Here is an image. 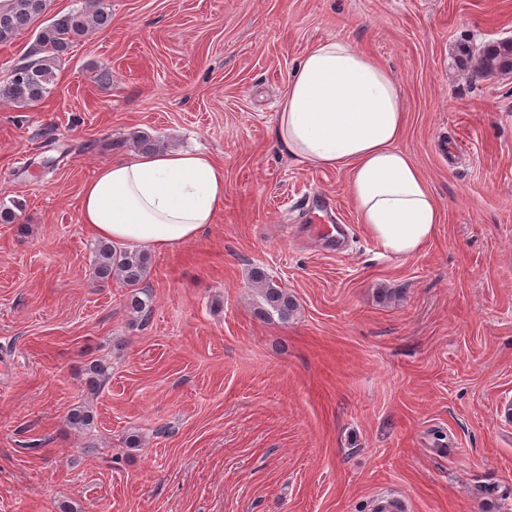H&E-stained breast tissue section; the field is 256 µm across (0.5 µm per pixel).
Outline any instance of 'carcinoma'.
<instances>
[{"mask_svg": "<svg viewBox=\"0 0 512 512\" xmlns=\"http://www.w3.org/2000/svg\"><path fill=\"white\" fill-rule=\"evenodd\" d=\"M49 0H0V43H10L20 35L36 30L33 43L28 48L21 65L29 75L18 79L8 77L0 82V100L21 106H34L52 91L56 70L62 60L71 53L75 44L94 31L104 30L112 17L100 0H85L83 7L57 15L43 26H35L48 8ZM459 63L466 67L475 62L481 73L512 71V40H501L487 44L478 58L467 44L458 47ZM133 146L144 153L160 147L159 141L148 133L140 132L132 138ZM150 257L141 250H129L100 241L93 248L95 276L100 280L116 278L130 288L129 305L135 314L147 312L148 304L136 292L137 286L146 277ZM251 280L260 289L263 306L260 314H274L286 319L295 310L296 303L288 291L277 286L259 267L251 271ZM93 414L89 408L78 406L72 409L68 422L76 429L90 425Z\"/></svg>", "mask_w": 512, "mask_h": 512, "instance_id": "carcinoma-1", "label": "carcinoma"}]
</instances>
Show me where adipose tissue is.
Segmentation results:
<instances>
[{
  "mask_svg": "<svg viewBox=\"0 0 512 512\" xmlns=\"http://www.w3.org/2000/svg\"><path fill=\"white\" fill-rule=\"evenodd\" d=\"M403 98L390 69L336 36L310 47L289 74L272 136L298 164L345 173L359 224L387 252L410 257L434 239L442 212L400 142ZM224 165L189 150L133 154L85 182L81 221L99 239L158 252L199 237L224 208Z\"/></svg>",
  "mask_w": 512,
  "mask_h": 512,
  "instance_id": "1",
  "label": "adipose tissue"
}]
</instances>
